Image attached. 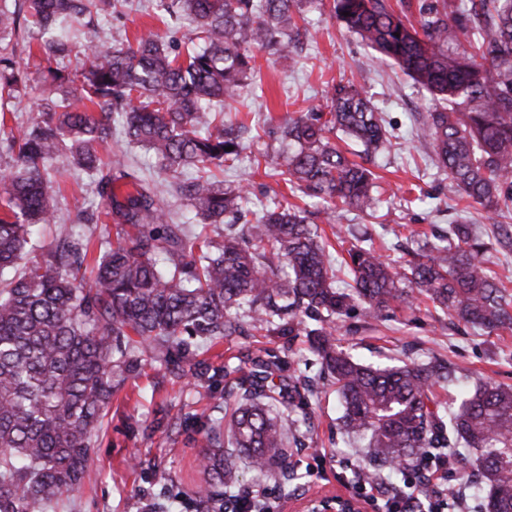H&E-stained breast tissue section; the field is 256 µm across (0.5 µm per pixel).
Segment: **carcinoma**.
<instances>
[{"instance_id": "cac0c4a2", "label": "carcinoma", "mask_w": 512, "mask_h": 512, "mask_svg": "<svg viewBox=\"0 0 512 512\" xmlns=\"http://www.w3.org/2000/svg\"><path fill=\"white\" fill-rule=\"evenodd\" d=\"M129 2L0 0V107L28 95V74L15 60L22 25L39 34L38 53L28 56L55 93L20 123L0 113V150L13 161L0 180V512H46L82 485L105 408L146 364L190 376L206 393L222 373L224 396L247 401L197 440L204 479L194 494L212 512L238 503V467L224 455V438L259 477L294 471L283 435L304 446L298 432L307 417L292 412L313 395L309 377L282 375L279 358L265 350L215 369L197 360L194 343L213 347L249 331L314 337L322 373L336 386L342 431L367 449L361 475L466 453L475 470L461 479L485 492V512H512V387L464 389L448 411L433 398L434 386L452 381L448 361L379 367L336 345L344 319L386 322L393 304L418 296L453 324L512 330V297L474 226L454 224L399 263L359 239L343 259L350 282L338 287L340 270L313 213L276 204L251 220L244 188L212 172L243 151L235 129L224 128L221 106L240 96L253 50L293 60L301 0H159L161 11L179 9L193 24L185 54L149 30L112 48L90 38L83 63L66 64L75 46L59 37L61 22L116 13ZM398 6L330 0V14L376 59L429 92L414 135L432 149L448 193L494 215L512 213V0L451 9L448 0H420L413 19L411 0ZM115 122L130 143L154 152L158 175L195 172L185 194L199 219L193 235L173 223L155 185L126 171L124 157L103 161L99 147ZM338 132L367 158L392 147L371 101L343 75L329 85L325 108L280 127L287 150L265 156L328 217L379 202L373 173L336 146ZM82 174L104 200L95 224L105 248L89 278L91 236L65 230L53 247L30 245L35 226L56 221L50 176L64 183ZM224 222L241 228L212 237L208 228Z\"/></svg>"}]
</instances>
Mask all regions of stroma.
I'll return each instance as SVG.
<instances>
[{
	"mask_svg": "<svg viewBox=\"0 0 512 512\" xmlns=\"http://www.w3.org/2000/svg\"><path fill=\"white\" fill-rule=\"evenodd\" d=\"M307 29L299 36L294 62L279 58L268 49L256 51L254 78L243 88L237 102L228 106L232 122H245L246 145L234 167L222 177L240 182L247 189L254 212L275 203L313 208V200L290 189L282 176L256 166V159L279 151L271 127L298 117L323 104L326 83L346 74L363 89L383 117L392 136L389 152L376 155L368 163L376 175L380 203L372 213L339 211L318 224L336 252H344L339 236L349 230L368 228L375 247L384 258L396 260L410 247L411 236L444 230L448 225L467 222L475 225L490 243V267L512 292V223L499 224L497 216L486 213L448 193V180L435 165L430 149L412 132L417 112L423 111L429 96L413 81L394 69L378 64L353 33L340 29L321 0H304ZM186 48L191 37L189 20L171 23L158 12L155 0H132L121 12L87 21L73 19L63 24L61 33L75 45L87 39L112 46L134 40L145 30ZM102 156L124 155L129 168L140 177L156 180L158 198L175 223L195 231L196 223L184 210L167 180L157 179L154 156L128 143L120 125H113L112 137ZM101 201L88 187L87 177L68 181L58 197L60 223L86 231L90 214L100 210ZM346 351L372 364H396L436 355L454 367L457 382L435 388L437 401L453 403L460 389L482 382L512 386V331L493 334L466 326L454 327L442 321L432 301L418 297L413 306H399L382 324L346 320L336 334ZM262 347L278 353L287 373L318 376L321 364L305 336L256 334L235 336L213 348H202L201 358L221 365L246 347ZM236 401L224 398L223 381H215L208 398H199L191 381L150 366L129 378L114 397L103 431L95 438L83 486L49 512H152L154 505L169 495L192 496L200 450L195 440L200 431L236 408ZM312 431L305 447H296L292 436L283 444L298 470L299 479L287 480L278 474L254 479L246 457H239L240 495H265L272 512H285L286 499L318 492H351L353 474L364 461V448L342 432L335 388L324 384L306 408Z\"/></svg>",
	"mask_w": 512,
	"mask_h": 512,
	"instance_id": "35a3bbf8",
	"label": "stroma"
}]
</instances>
